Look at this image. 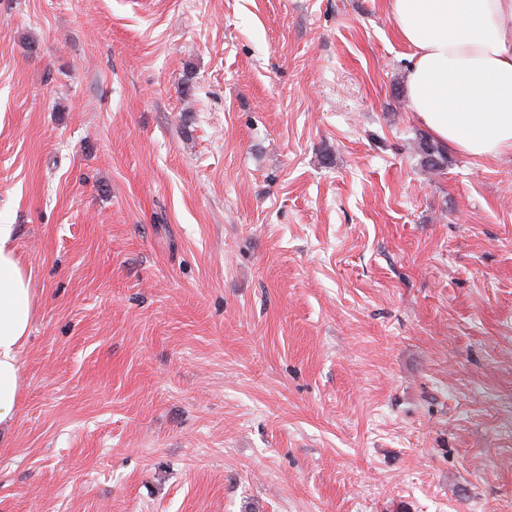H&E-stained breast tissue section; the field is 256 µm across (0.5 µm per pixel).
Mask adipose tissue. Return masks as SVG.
<instances>
[{"mask_svg":"<svg viewBox=\"0 0 512 512\" xmlns=\"http://www.w3.org/2000/svg\"><path fill=\"white\" fill-rule=\"evenodd\" d=\"M409 47L406 95L437 143L477 160L512 154V0H387ZM0 223V425L13 421L30 332V275Z\"/></svg>","mask_w":512,"mask_h":512,"instance_id":"ef3b65f1","label":"adipose tissue"}]
</instances>
